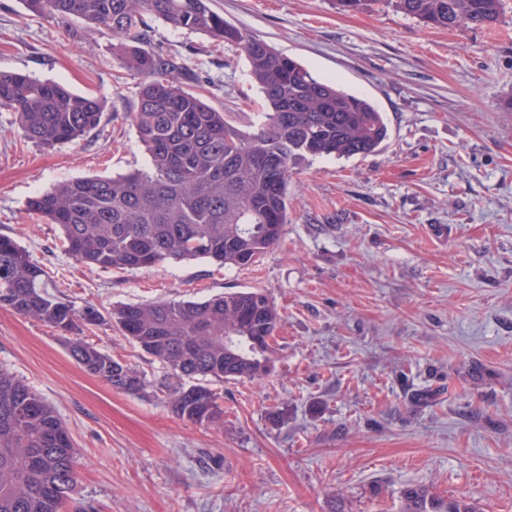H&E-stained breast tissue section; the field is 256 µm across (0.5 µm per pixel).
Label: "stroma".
I'll list each match as a JSON object with an SVG mask.
<instances>
[{"label":"stroma","mask_w":512,"mask_h":512,"mask_svg":"<svg viewBox=\"0 0 512 512\" xmlns=\"http://www.w3.org/2000/svg\"><path fill=\"white\" fill-rule=\"evenodd\" d=\"M211 3L369 100L390 137L368 156H321L294 170L282 238L253 266L86 267L26 204L62 181L146 164L127 118L141 78L111 34L0 0V71L60 83L103 111L80 142L44 149L0 108V234L79 307L257 288L281 313L269 376L210 381L224 403L213 427L153 393L113 390L55 329L0 307V369L54 408L81 458L65 512H404L410 485L512 512V110L503 105L512 0L503 23L452 30L380 5L342 13L336 0ZM147 45L177 58L187 87L234 126L260 120L263 97L240 46L154 17ZM85 336L151 385L168 382L118 329Z\"/></svg>","instance_id":"1"}]
</instances>
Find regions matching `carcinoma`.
I'll list each match as a JSON object with an SVG mask.
<instances>
[{
	"mask_svg": "<svg viewBox=\"0 0 512 512\" xmlns=\"http://www.w3.org/2000/svg\"><path fill=\"white\" fill-rule=\"evenodd\" d=\"M383 2L434 28L500 23L503 0H336L343 11ZM47 20H78L118 42L143 82L129 119L148 164L116 177L64 181L27 209L56 224L76 261L112 272L206 259L224 267L255 264L288 223V185L309 156L350 158L380 149L388 127L367 99L319 80L295 58L224 19L210 0H23ZM176 29L241 46L268 112L244 132L180 82L183 67L145 48L146 16ZM0 108L42 148L75 143L101 122L98 100L28 74L0 71ZM47 271L13 238L0 235V307L66 336L70 355L116 391L144 394L146 376L82 334L108 322L160 362L172 384L165 400L183 419L223 423L220 394L201 381L257 382L270 375L281 314L260 290L230 291L200 302L160 300L78 308L49 291ZM73 439L31 387L0 370V512H64L77 480ZM405 512H480L463 498L408 486Z\"/></svg>",
	"mask_w": 512,
	"mask_h": 512,
	"instance_id": "cac0c4a2",
	"label": "carcinoma"
}]
</instances>
